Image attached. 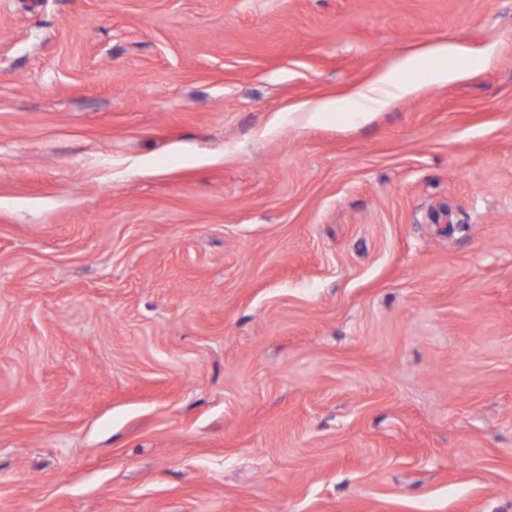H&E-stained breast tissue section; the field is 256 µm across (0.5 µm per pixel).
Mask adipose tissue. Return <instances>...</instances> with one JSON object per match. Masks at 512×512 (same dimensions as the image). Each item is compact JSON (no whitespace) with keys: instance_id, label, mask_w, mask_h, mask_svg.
Listing matches in <instances>:
<instances>
[{"instance_id":"ef3b65f1","label":"adipose tissue","mask_w":512,"mask_h":512,"mask_svg":"<svg viewBox=\"0 0 512 512\" xmlns=\"http://www.w3.org/2000/svg\"><path fill=\"white\" fill-rule=\"evenodd\" d=\"M453 47L440 45L413 50L395 60L387 69L379 72L368 83L345 94L321 99L307 107L304 118L314 121L327 112H340L360 119L385 108L391 99L415 94L419 85L406 79L408 71L429 63V80L445 84L461 78V71L453 66Z\"/></svg>"}]
</instances>
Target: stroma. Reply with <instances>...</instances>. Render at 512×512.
<instances>
[{"label":"stroma","instance_id":"35a3bbf8","mask_svg":"<svg viewBox=\"0 0 512 512\" xmlns=\"http://www.w3.org/2000/svg\"><path fill=\"white\" fill-rule=\"evenodd\" d=\"M0 512H512V0H0ZM455 54L454 48L448 44L413 50L395 60L365 85L345 94L315 102L304 111V118L312 122L326 112H340L366 119L374 112L385 108L392 98L415 94L420 84L413 80L401 79V74L419 68L424 61L431 63L428 70L430 82L446 84L460 79L464 73L450 62Z\"/></svg>","mask_w":512,"mask_h":512}]
</instances>
